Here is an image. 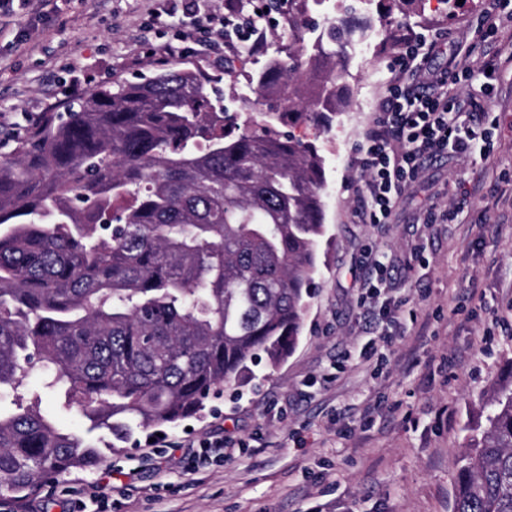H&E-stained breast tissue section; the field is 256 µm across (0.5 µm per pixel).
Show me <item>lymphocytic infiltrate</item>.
I'll return each mask as SVG.
<instances>
[{"label":"lymphocytic infiltrate","instance_id":"1","mask_svg":"<svg viewBox=\"0 0 512 512\" xmlns=\"http://www.w3.org/2000/svg\"><path fill=\"white\" fill-rule=\"evenodd\" d=\"M496 22L483 26V50L474 59L449 54L441 69L426 63L438 51L439 34L416 33L404 39L388 68L385 94L371 126L355 148L354 163L364 177L356 187L366 223H390L406 187L418 179L428 161L448 156L488 159L494 151L491 119L485 103L495 90L503 61L497 44L512 33V0H492ZM260 30L253 17L224 20L210 14L195 15L190 32L167 45V56H183L190 46L219 49L225 39L247 42ZM483 77L479 88L449 95V86ZM374 282L361 297L362 306L383 303L385 321L377 338L361 347L372 356L391 346L401 330L400 297L384 295L385 263H372Z\"/></svg>","mask_w":512,"mask_h":512}]
</instances>
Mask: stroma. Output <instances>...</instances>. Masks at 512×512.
<instances>
[{
    "mask_svg": "<svg viewBox=\"0 0 512 512\" xmlns=\"http://www.w3.org/2000/svg\"><path fill=\"white\" fill-rule=\"evenodd\" d=\"M374 18L350 63L351 103L322 131L281 123L315 143L326 160V235L321 274L299 345L277 367L259 364L242 387H223L204 410L176 428L145 430L115 443L96 467L74 469L33 494L48 512L75 506L76 491L101 489L130 512H453L462 457L486 428L484 405L512 362V205L494 204L499 175L512 176V42L488 110L499 122L489 160H438L403 192L392 223L366 224L351 190L353 163L381 100V81L409 31H452L456 48L479 45L468 24L492 19L488 0H464L456 12L420 0L410 20L389 0H364ZM47 19L18 41L24 11L0 16V131L23 133L42 113L65 111L74 81L87 89L134 81L164 68L159 49L189 31L181 0H51ZM288 35V13L264 24L250 55L224 50L234 65L221 75L213 55L184 56L186 66L220 77L229 111L263 121L265 101L240 94ZM472 203L453 224H428L448 207L459 180ZM385 255L388 287L403 298L404 334L383 359L360 348L379 329L360 304L368 252ZM40 398L60 428L86 429L82 415L44 389L40 368L0 393V409ZM340 423H333V416ZM212 435L229 446L223 463L189 472L182 447Z\"/></svg>",
    "mask_w": 512,
    "mask_h": 512,
    "instance_id": "35a3bbf8",
    "label": "stroma"
}]
</instances>
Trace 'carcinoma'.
Here are the masks:
<instances>
[{
	"label": "carcinoma",
	"mask_w": 512,
	"mask_h": 512,
	"mask_svg": "<svg viewBox=\"0 0 512 512\" xmlns=\"http://www.w3.org/2000/svg\"><path fill=\"white\" fill-rule=\"evenodd\" d=\"M258 73L270 103L236 125L197 68L169 65L45 112L0 152V390L32 355L90 430L174 426L265 359L295 349L326 234V163L274 122L328 130L348 107L349 51L373 22L349 5ZM460 469L453 512H512V382ZM101 455L40 406L0 411V493L26 496Z\"/></svg>",
	"instance_id": "cac0c4a2"
}]
</instances>
